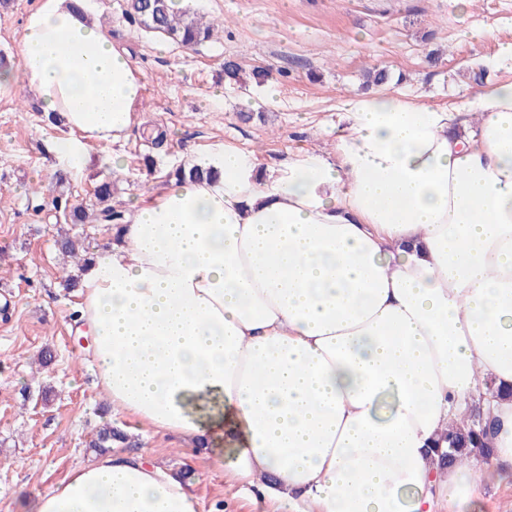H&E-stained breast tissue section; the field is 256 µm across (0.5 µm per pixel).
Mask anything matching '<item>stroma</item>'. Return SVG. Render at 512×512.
Returning a JSON list of instances; mask_svg holds the SVG:
<instances>
[{
  "label": "stroma",
  "mask_w": 512,
  "mask_h": 512,
  "mask_svg": "<svg viewBox=\"0 0 512 512\" xmlns=\"http://www.w3.org/2000/svg\"><path fill=\"white\" fill-rule=\"evenodd\" d=\"M38 0L0 4V55L14 62L28 14ZM224 22L200 46L186 48L145 30L125 14L126 0H96L97 18L128 50L143 76L141 123L115 145L89 149L82 170L60 171L51 151L62 129L43 122L32 91L18 83L0 96V512H24L29 499L62 481L94 455L96 431L112 425L123 452L184 474L198 512H274L250 490L229 486L234 452L223 439L194 452L170 436L145 432L113 412L96 387L89 339L76 333V292L63 288L73 259L54 247L52 211H34L31 188L55 183L74 203L112 178L114 202L165 183L173 168L204 163L219 147L255 153L278 170L291 155L333 151L344 125V98L366 94V73L386 69V91L443 106L471 95L473 74L512 78L496 59L512 43V0H182ZM492 28L475 42L471 33ZM243 69L242 85L224 81V62ZM267 74L255 84L253 70ZM166 142L155 147L151 131ZM51 350L40 366L37 357Z\"/></svg>",
  "instance_id": "stroma-1"
}]
</instances>
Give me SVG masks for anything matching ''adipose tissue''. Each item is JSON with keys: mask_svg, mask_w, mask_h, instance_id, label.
Wrapping results in <instances>:
<instances>
[{"mask_svg": "<svg viewBox=\"0 0 512 512\" xmlns=\"http://www.w3.org/2000/svg\"><path fill=\"white\" fill-rule=\"evenodd\" d=\"M93 14V0H39L19 71L0 72L1 96L22 80L60 115L69 169L126 135L142 89ZM342 110L333 156L266 175L227 146L216 178L134 199L82 276L80 319L113 411L195 448L223 436L228 484L288 512H439L479 496L478 459L441 470L432 452L474 407L512 471V80L445 107L376 91ZM29 512L197 501L172 471L112 452Z\"/></svg>", "mask_w": 512, "mask_h": 512, "instance_id": "1", "label": "adipose tissue"}]
</instances>
